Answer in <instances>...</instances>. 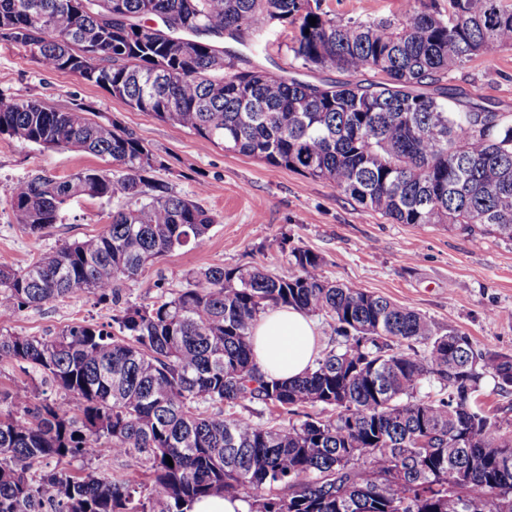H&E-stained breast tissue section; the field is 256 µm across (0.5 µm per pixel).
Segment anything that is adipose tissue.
<instances>
[{
  "label": "adipose tissue",
  "mask_w": 512,
  "mask_h": 512,
  "mask_svg": "<svg viewBox=\"0 0 512 512\" xmlns=\"http://www.w3.org/2000/svg\"><path fill=\"white\" fill-rule=\"evenodd\" d=\"M254 358L272 378L292 380L304 376L318 354V332L313 321L291 306L263 314L253 329Z\"/></svg>",
  "instance_id": "obj_1"
}]
</instances>
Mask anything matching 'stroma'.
Segmentation results:
<instances>
[{
    "label": "stroma",
    "mask_w": 512,
    "mask_h": 512,
    "mask_svg": "<svg viewBox=\"0 0 512 512\" xmlns=\"http://www.w3.org/2000/svg\"><path fill=\"white\" fill-rule=\"evenodd\" d=\"M405 0H322L337 20H372L403 11ZM295 28L273 22L250 34L262 54L258 67L288 71ZM450 86L512 112V51L475 57L448 77ZM0 96L36 100L55 111L89 107L97 119L132 130L165 162L158 180L210 211L215 222L204 247L176 250L150 261L140 275L118 284L122 305H147L160 291H178L210 265L257 266L288 277L291 248L323 259L333 282L361 289L427 317L439 332L454 328L475 349L512 355V244L490 234H467L447 224H395L337 193L327 182L265 160L225 150L187 129L132 108L103 87L76 75L44 69L23 51L0 41ZM105 159L76 148L45 149L0 135V267L25 268L39 254L100 233L112 203L72 199L60 221L35 237L15 223L13 185L40 171L68 176L106 167ZM112 304L81 293L22 311L0 332L55 336L67 325L111 323Z\"/></svg>",
    "instance_id": "35a3bbf8"
}]
</instances>
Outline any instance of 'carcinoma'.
<instances>
[{
  "instance_id": "carcinoma-1",
  "label": "carcinoma",
  "mask_w": 512,
  "mask_h": 512,
  "mask_svg": "<svg viewBox=\"0 0 512 512\" xmlns=\"http://www.w3.org/2000/svg\"><path fill=\"white\" fill-rule=\"evenodd\" d=\"M447 2L337 21L321 0H0V40L227 151L322 179L397 224L512 243V115L445 84L484 52L512 51V0ZM102 13L126 22L101 27ZM148 16L177 28L141 24ZM273 19L298 27L289 50L301 68L362 79L241 68L246 34ZM84 32L97 37L92 57L73 48ZM91 115L0 97L1 135L109 164L16 183L15 223L39 236L76 197L123 203L100 234L0 268L1 324L78 293L117 307L108 325L0 334V364L44 387L0 389V512H190L219 491L251 512H512L497 503L512 491V422L478 401L487 375L512 388L511 355L327 280L322 258L299 248L289 277L213 265L170 297L120 306L116 282L201 247L215 219L153 177L162 162L133 131ZM279 305L322 315L341 338L291 381L267 378L252 353L253 325ZM431 378L445 396H418ZM244 402L298 420L255 422L235 411ZM106 455L145 470L114 479L67 468Z\"/></svg>"
}]
</instances>
